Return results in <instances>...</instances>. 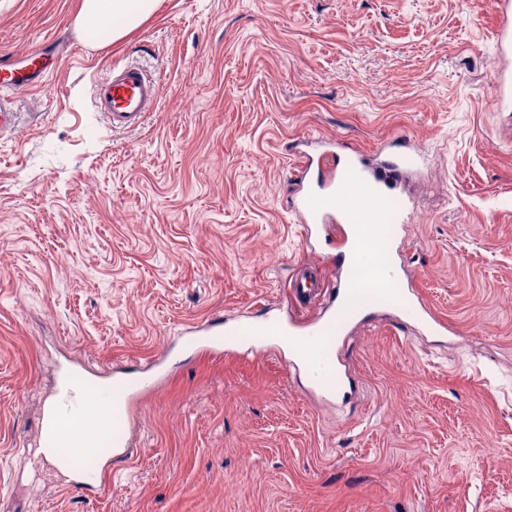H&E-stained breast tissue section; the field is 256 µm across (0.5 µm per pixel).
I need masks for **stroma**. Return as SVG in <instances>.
I'll use <instances>...</instances> for the list:
<instances>
[{
	"mask_svg": "<svg viewBox=\"0 0 512 512\" xmlns=\"http://www.w3.org/2000/svg\"><path fill=\"white\" fill-rule=\"evenodd\" d=\"M77 8L0 0V64L38 47L47 72L0 135V512H512V50L487 0H159L65 56ZM117 63L162 95L115 131L94 97ZM317 137L420 148L388 252L454 329L371 311L337 338L338 405L251 341L216 356L177 340L326 304L288 293L299 263L330 286L341 264L291 212ZM160 356L132 462L107 495L65 491L34 455L61 376L132 378Z\"/></svg>",
	"mask_w": 512,
	"mask_h": 512,
	"instance_id": "1",
	"label": "stroma"
}]
</instances>
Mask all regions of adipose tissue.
<instances>
[{
  "label": "adipose tissue",
  "mask_w": 512,
  "mask_h": 512,
  "mask_svg": "<svg viewBox=\"0 0 512 512\" xmlns=\"http://www.w3.org/2000/svg\"><path fill=\"white\" fill-rule=\"evenodd\" d=\"M158 0H80L77 24L83 38L95 43L100 38L115 41L123 38L153 15ZM351 245L344 251V263L356 270L360 279L376 280L392 270L393 264L385 248V227L377 223L356 220L347 225ZM367 251L374 265L362 268L356 264L357 251ZM97 401L87 404V420L75 425L63 419L56 420L53 433L61 447L80 446L89 451L100 446L104 433L99 425Z\"/></svg>",
  "instance_id": "ef3b65f1"
}]
</instances>
